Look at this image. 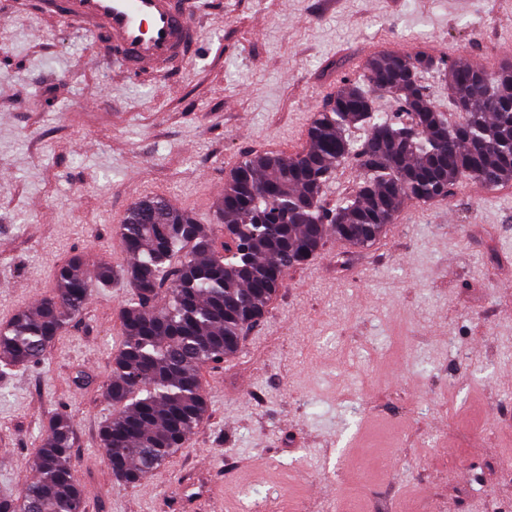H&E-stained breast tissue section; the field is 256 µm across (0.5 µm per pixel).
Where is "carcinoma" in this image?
Returning a JSON list of instances; mask_svg holds the SVG:
<instances>
[{
  "mask_svg": "<svg viewBox=\"0 0 512 512\" xmlns=\"http://www.w3.org/2000/svg\"><path fill=\"white\" fill-rule=\"evenodd\" d=\"M437 68L423 50L371 57L315 113L305 149L242 158L224 186L217 231L162 196L131 206L117 231L133 257L119 273L132 294L121 311L112 377L103 385L112 419L101 432L121 482H136L184 446L207 414L201 369L241 350L244 329L263 315L288 270L317 256L326 236L367 249L404 200L444 199L463 180L488 188L512 181V65L495 72L448 66L451 99L463 104L454 125L420 80ZM382 95L399 101L411 122L370 111ZM345 150L362 176L327 209L324 190ZM119 274L79 257L61 264L53 292L0 328V367L38 363L81 315L91 288H106ZM73 446L71 419L55 415L35 448V478L18 497H1L0 512L85 506Z\"/></svg>",
  "mask_w": 512,
  "mask_h": 512,
  "instance_id": "cac0c4a2",
  "label": "carcinoma"
}]
</instances>
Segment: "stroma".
Instances as JSON below:
<instances>
[{"instance_id":"35a3bbf8","label":"stroma","mask_w":512,"mask_h":512,"mask_svg":"<svg viewBox=\"0 0 512 512\" xmlns=\"http://www.w3.org/2000/svg\"><path fill=\"white\" fill-rule=\"evenodd\" d=\"M0 0V325L74 255L123 270L116 231L161 195L214 221L230 170L291 155L366 60L424 50L512 64V0H209L165 92L62 17ZM129 284L93 288L42 360L0 377V496L50 418L75 428L86 512H512V196L404 201L366 250L328 238L238 355L202 371L204 422L136 483L100 443Z\"/></svg>"}]
</instances>
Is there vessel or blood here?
Wrapping results in <instances>:
<instances>
[{"label": "vessel or blood", "mask_w": 512, "mask_h": 512, "mask_svg": "<svg viewBox=\"0 0 512 512\" xmlns=\"http://www.w3.org/2000/svg\"><path fill=\"white\" fill-rule=\"evenodd\" d=\"M88 33L102 36L126 71L162 76L185 65L198 42L196 0H50Z\"/></svg>", "instance_id": "vessel-or-blood-1"}]
</instances>
